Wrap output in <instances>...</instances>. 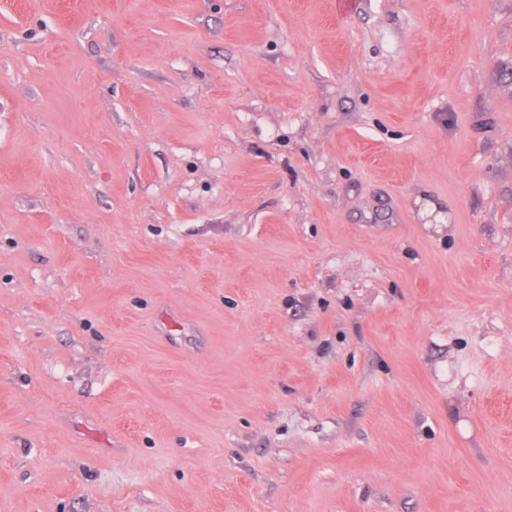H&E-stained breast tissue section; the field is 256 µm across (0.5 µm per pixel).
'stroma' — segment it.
Segmentation results:
<instances>
[{
  "label": "stroma",
  "mask_w": 512,
  "mask_h": 512,
  "mask_svg": "<svg viewBox=\"0 0 512 512\" xmlns=\"http://www.w3.org/2000/svg\"><path fill=\"white\" fill-rule=\"evenodd\" d=\"M0 512H512V0H0Z\"/></svg>",
  "instance_id": "stroma-1"
}]
</instances>
